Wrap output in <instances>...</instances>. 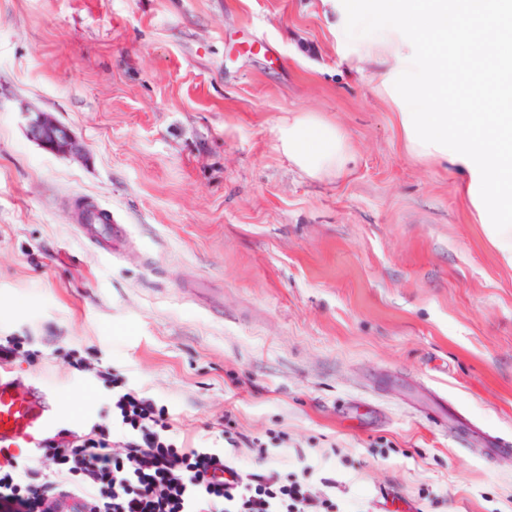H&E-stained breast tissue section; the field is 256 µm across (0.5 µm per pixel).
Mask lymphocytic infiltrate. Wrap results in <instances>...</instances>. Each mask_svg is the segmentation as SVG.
<instances>
[{
    "instance_id": "f902f5d3",
    "label": "lymphocytic infiltrate",
    "mask_w": 512,
    "mask_h": 512,
    "mask_svg": "<svg viewBox=\"0 0 512 512\" xmlns=\"http://www.w3.org/2000/svg\"><path fill=\"white\" fill-rule=\"evenodd\" d=\"M223 448L191 447L175 434L163 404L132 388L112 394V415L64 443L47 444L50 460L32 481L16 458L0 462V512H336L337 484L320 494L281 482L268 467L244 471Z\"/></svg>"
}]
</instances>
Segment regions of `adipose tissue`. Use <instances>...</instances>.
I'll use <instances>...</instances> for the list:
<instances>
[{
    "mask_svg": "<svg viewBox=\"0 0 512 512\" xmlns=\"http://www.w3.org/2000/svg\"><path fill=\"white\" fill-rule=\"evenodd\" d=\"M336 9L355 72L370 71L396 113L407 153L460 179L475 223L512 266V113L488 93L497 83L489 45L512 35L503 0H322ZM463 33L459 90L448 86V33ZM290 160L312 178L343 177L354 156L345 130L310 112L280 128Z\"/></svg>",
    "mask_w": 512,
    "mask_h": 512,
    "instance_id": "1",
    "label": "adipose tissue"
}]
</instances>
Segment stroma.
Here are the masks:
<instances>
[{"label": "stroma", "mask_w": 512, "mask_h": 512, "mask_svg": "<svg viewBox=\"0 0 512 512\" xmlns=\"http://www.w3.org/2000/svg\"><path fill=\"white\" fill-rule=\"evenodd\" d=\"M346 52L321 0H0L10 375L72 407V432L110 417L117 382L197 444L230 423L244 469L252 439L286 444L282 479H335L349 510L512 512V455L484 451L512 443V267ZM35 111L84 157L32 142ZM291 112L348 131V177L292 164ZM83 204L123 224L121 253L81 237Z\"/></svg>", "instance_id": "obj_1"}]
</instances>
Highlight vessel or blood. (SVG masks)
Wrapping results in <instances>:
<instances>
[{
	"label": "vessel or blood",
	"instance_id": "vessel-or-blood-1",
	"mask_svg": "<svg viewBox=\"0 0 512 512\" xmlns=\"http://www.w3.org/2000/svg\"><path fill=\"white\" fill-rule=\"evenodd\" d=\"M82 236L116 245L123 233L114 227L110 210L96 208L83 224ZM61 413L45 389L32 386L20 390L8 369L0 368V449L15 453L42 447L46 438L56 434Z\"/></svg>",
	"mask_w": 512,
	"mask_h": 512
}]
</instances>
